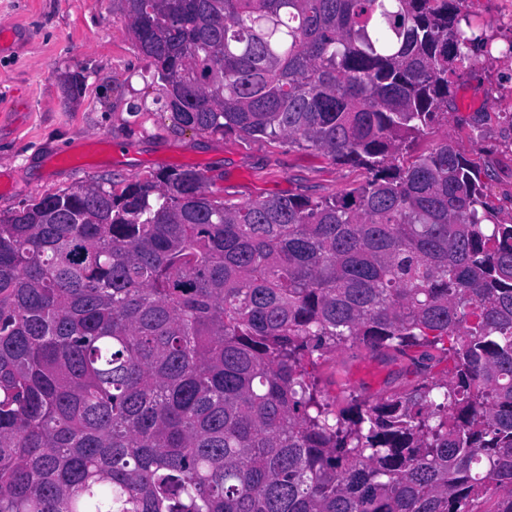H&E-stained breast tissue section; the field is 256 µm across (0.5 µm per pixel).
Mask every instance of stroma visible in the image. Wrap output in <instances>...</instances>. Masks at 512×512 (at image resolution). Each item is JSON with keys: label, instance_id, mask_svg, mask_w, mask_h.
<instances>
[{"label": "stroma", "instance_id": "35a3bbf8", "mask_svg": "<svg viewBox=\"0 0 512 512\" xmlns=\"http://www.w3.org/2000/svg\"><path fill=\"white\" fill-rule=\"evenodd\" d=\"M17 31L0 53V212L101 176L116 188L170 168L198 171L214 196L236 204L271 196H337L365 182L360 168L320 152L263 140L173 127L161 84L152 82L112 0H0V26ZM84 82L76 96L66 74ZM512 58L475 55L454 79L448 120L418 139L413 151L444 140L492 180L484 191L512 216ZM147 109L129 113L133 100ZM69 151L68 166L54 153ZM313 376L324 398L371 396L411 381L408 362L354 346L319 361Z\"/></svg>", "mask_w": 512, "mask_h": 512}]
</instances>
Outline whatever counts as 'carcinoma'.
Wrapping results in <instances>:
<instances>
[{
    "label": "carcinoma",
    "mask_w": 512,
    "mask_h": 512,
    "mask_svg": "<svg viewBox=\"0 0 512 512\" xmlns=\"http://www.w3.org/2000/svg\"><path fill=\"white\" fill-rule=\"evenodd\" d=\"M460 0H114L173 123L364 169L194 170L0 212V512H512V220L452 141ZM415 379L322 397L350 346Z\"/></svg>",
    "instance_id": "obj_1"
}]
</instances>
